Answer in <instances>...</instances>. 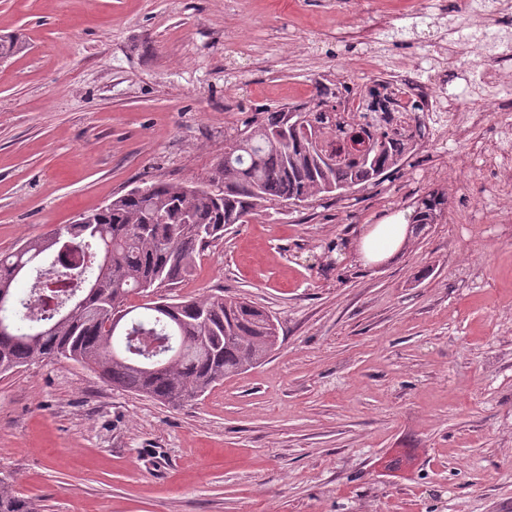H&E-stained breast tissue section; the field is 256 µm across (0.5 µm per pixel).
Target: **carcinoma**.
Masks as SVG:
<instances>
[{
  "instance_id": "obj_1",
  "label": "carcinoma",
  "mask_w": 512,
  "mask_h": 512,
  "mask_svg": "<svg viewBox=\"0 0 512 512\" xmlns=\"http://www.w3.org/2000/svg\"><path fill=\"white\" fill-rule=\"evenodd\" d=\"M23 46L16 34L0 36V59ZM344 91L317 92L295 106L310 135L288 127L290 108L261 113L224 142V156L206 183L156 180L116 196L107 209L86 214L53 235L0 252V375L45 360H72L97 371L112 386L180 406L215 384L265 361L278 343V327L264 309L240 295L148 299L128 308L132 293L173 287L190 275L196 257L232 224H243L271 201L292 205L337 198L357 186L378 185L416 151L419 116L404 136L370 134L351 117L336 119L338 140L325 115L341 108ZM362 94L387 110L375 83ZM222 190H214L216 186ZM445 198L429 193L407 215L418 236L442 215ZM65 269L71 288L46 282L37 304L16 299L15 283L49 267ZM82 310L71 318L74 304ZM0 512H37L0 478Z\"/></svg>"
}]
</instances>
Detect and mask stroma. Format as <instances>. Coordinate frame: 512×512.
Segmentation results:
<instances>
[{
	"label": "stroma",
	"instance_id": "35a3bbf8",
	"mask_svg": "<svg viewBox=\"0 0 512 512\" xmlns=\"http://www.w3.org/2000/svg\"><path fill=\"white\" fill-rule=\"evenodd\" d=\"M0 0V252L114 196L201 181L225 137L298 105L356 57L408 58L438 75L435 43L512 38V10L472 25L460 0ZM378 39L355 38L378 13ZM377 186L230 226L179 297L247 296L280 325L257 367L198 400L164 405L73 361L0 376V477L40 512H512V191L483 179L496 119L459 141L453 123ZM438 224L390 261L363 234L431 192Z\"/></svg>",
	"mask_w": 512,
	"mask_h": 512
}]
</instances>
